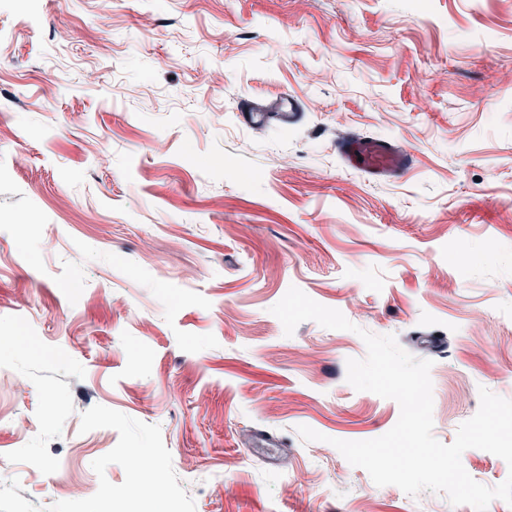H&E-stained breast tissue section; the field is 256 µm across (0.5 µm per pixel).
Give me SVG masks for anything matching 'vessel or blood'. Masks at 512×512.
Listing matches in <instances>:
<instances>
[{"instance_id": "1", "label": "vessel or blood", "mask_w": 512, "mask_h": 512, "mask_svg": "<svg viewBox=\"0 0 512 512\" xmlns=\"http://www.w3.org/2000/svg\"><path fill=\"white\" fill-rule=\"evenodd\" d=\"M301 110L297 97L284 94L269 104L242 100L239 119L250 127L264 126L269 120L291 122ZM343 166L376 181L388 180L405 173L412 165L413 155L396 143L358 132L343 135L338 142Z\"/></svg>"}]
</instances>
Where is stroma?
<instances>
[{"instance_id":"35a3bbf8","label":"stroma","mask_w":512,"mask_h":512,"mask_svg":"<svg viewBox=\"0 0 512 512\" xmlns=\"http://www.w3.org/2000/svg\"><path fill=\"white\" fill-rule=\"evenodd\" d=\"M293 286L355 331L285 336ZM363 329L432 360L442 443L512 400V0H0V512H473L333 447L400 415L346 380ZM300 111V100L291 94H283L267 105L250 99L242 100L238 115L242 123L256 128L264 126L269 119H277L285 123L295 121ZM338 153L346 169L376 181L400 176L413 161V154L396 143L358 132L346 133L340 138ZM358 156L362 161H358ZM131 456L134 462V489L140 493L153 492L157 477L156 471L146 464L147 453L142 448H133Z\"/></svg>"}]
</instances>
